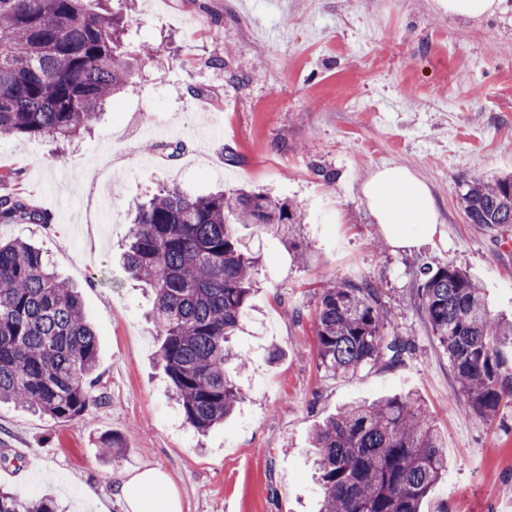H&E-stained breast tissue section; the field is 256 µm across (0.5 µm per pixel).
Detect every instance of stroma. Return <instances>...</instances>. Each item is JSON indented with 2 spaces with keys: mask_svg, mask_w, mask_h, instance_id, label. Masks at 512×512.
I'll return each mask as SVG.
<instances>
[{
  "mask_svg": "<svg viewBox=\"0 0 512 512\" xmlns=\"http://www.w3.org/2000/svg\"><path fill=\"white\" fill-rule=\"evenodd\" d=\"M125 47L158 46L100 115L66 144L0 135V171L54 222L0 224L34 244L79 290L99 337L102 399L73 421L0 404V487L49 494L61 512H124L119 475L168 473L183 512H318L315 425L356 400L415 394L448 473L421 512H512V404L495 418L459 395L412 290L427 263L474 274L496 316L512 317V241L469 223L464 181L512 173V0L481 19L438 0H130ZM407 168L440 215L431 239L391 245L362 194L381 167ZM334 181H326V174ZM288 200L311 246L300 264L279 240L241 229L263 265L233 344L247 359L242 400L206 435L183 423L155 361L149 298L120 247L129 208L164 186ZM377 283L388 330L415 350L354 376L319 368L323 285ZM124 447L101 457L100 436Z\"/></svg>",
  "mask_w": 512,
  "mask_h": 512,
  "instance_id": "stroma-1",
  "label": "stroma"
}]
</instances>
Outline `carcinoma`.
I'll list each match as a JSON object with an SVG mask.
<instances>
[{
    "label": "carcinoma",
    "instance_id": "carcinoma-1",
    "mask_svg": "<svg viewBox=\"0 0 512 512\" xmlns=\"http://www.w3.org/2000/svg\"><path fill=\"white\" fill-rule=\"evenodd\" d=\"M121 18L93 13L87 0H0V134L70 141L89 129L134 66L159 54L121 49ZM460 203L469 223L512 227V175L466 183ZM51 212L22 192L0 193V224H50ZM295 208L265 192L222 190L192 197L164 187L136 206L122 253L131 276L149 288L162 342L159 361L183 423L204 435L242 398L229 367L258 271L240 228L288 240L300 263ZM417 311L448 354L469 407L495 416L512 403V322L495 318L479 281L452 264H426L414 289ZM319 366L354 375L395 365L414 350L386 331L380 290L371 281L327 283L318 310ZM98 337L74 286L31 244L0 241V402L54 419L82 415L98 402L92 374ZM320 512H420L448 472L429 414L412 395L342 407L315 428ZM0 512H58L48 496L0 488Z\"/></svg>",
    "mask_w": 512,
    "mask_h": 512
}]
</instances>
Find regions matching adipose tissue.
<instances>
[{
    "mask_svg": "<svg viewBox=\"0 0 512 512\" xmlns=\"http://www.w3.org/2000/svg\"><path fill=\"white\" fill-rule=\"evenodd\" d=\"M363 194L386 237L396 246L413 244L414 234L433 235L440 217L431 192L407 169L377 170L363 186ZM125 512H182L169 476L147 467L123 476L114 487Z\"/></svg>",
    "mask_w": 512,
    "mask_h": 512,
    "instance_id": "1",
    "label": "adipose tissue"
}]
</instances>
